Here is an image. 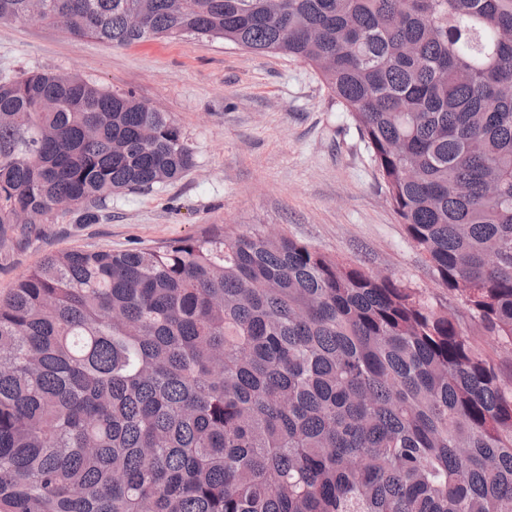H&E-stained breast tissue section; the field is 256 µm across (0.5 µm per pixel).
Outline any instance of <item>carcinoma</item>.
Returning a JSON list of instances; mask_svg holds the SVG:
<instances>
[{
	"label": "carcinoma",
	"instance_id": "cac0c4a2",
	"mask_svg": "<svg viewBox=\"0 0 512 512\" xmlns=\"http://www.w3.org/2000/svg\"><path fill=\"white\" fill-rule=\"evenodd\" d=\"M30 21L316 68L475 329L253 224L49 255L0 293V512H512V375L473 338L512 352V0H0ZM193 162L132 92L0 80V241Z\"/></svg>",
	"mask_w": 512,
	"mask_h": 512
}]
</instances>
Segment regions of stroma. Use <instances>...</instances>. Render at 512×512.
I'll return each mask as SVG.
<instances>
[{
  "label": "stroma",
  "mask_w": 512,
  "mask_h": 512,
  "mask_svg": "<svg viewBox=\"0 0 512 512\" xmlns=\"http://www.w3.org/2000/svg\"><path fill=\"white\" fill-rule=\"evenodd\" d=\"M28 72L78 73L133 92L182 128L194 164L174 183L113 195L97 223L56 209L8 230L0 292L61 251L148 248L215 225L257 224L395 274L462 313L409 241L356 123L315 68L221 40L112 48L35 21L0 23V77Z\"/></svg>",
  "instance_id": "obj_1"
}]
</instances>
